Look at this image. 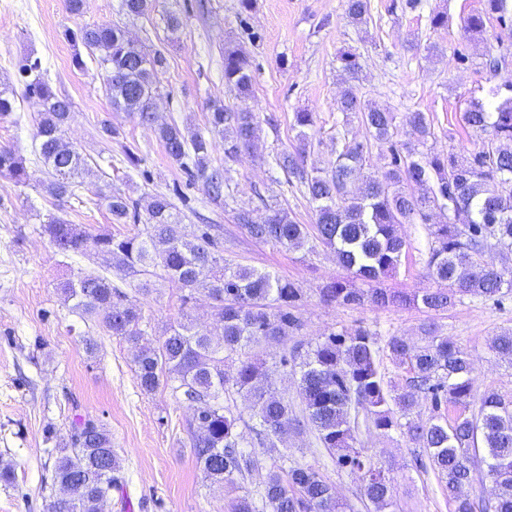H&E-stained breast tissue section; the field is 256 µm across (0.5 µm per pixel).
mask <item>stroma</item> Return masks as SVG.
I'll use <instances>...</instances> for the list:
<instances>
[{
    "instance_id": "stroma-1",
    "label": "stroma",
    "mask_w": 512,
    "mask_h": 512,
    "mask_svg": "<svg viewBox=\"0 0 512 512\" xmlns=\"http://www.w3.org/2000/svg\"><path fill=\"white\" fill-rule=\"evenodd\" d=\"M344 2L253 0L251 11L242 14L238 0H150L144 15L131 16L122 0H84L81 15L75 16L66 0H0V82L16 84L20 61L38 58L53 90L72 103L67 141L100 180L135 200L166 195L185 223L204 217L221 225L225 259L294 281L302 294L297 314L303 328L289 338V346L315 341L332 329L359 327L382 340L395 334L416 342L420 325L432 319L471 355L479 391L510 397L512 363L499 358L489 343L512 328V294L499 304L466 296L432 317L414 309L328 306L319 297L321 286L349 276L333 252L322 248L312 255L260 243L233 219L239 210L264 214L266 204L274 203L294 221L313 223L311 204L289 185L274 157L297 145L292 124L298 111L314 118L306 142L308 166L328 167L342 146L343 129L366 138L358 121H346L336 109V99L349 83L338 62L342 51L359 55L361 95L370 105L394 112L398 127H405L409 113L426 114L433 130L427 146L437 151L471 153L473 139L462 120L465 109L512 80V29L492 20L483 34L473 37L462 30L464 18L483 10L485 0H415L411 5L370 0L369 14L358 25L347 18ZM439 11L447 12V27L431 26V15ZM172 13L184 21L174 34L167 28ZM84 23L121 26L137 45L162 52L159 121L205 127L216 100L259 115V140L231 165L229 205L214 203L202 184L191 182L152 129L113 110L95 62L83 70L74 67V48L65 32ZM228 46L252 59L256 80L250 96H238L224 83ZM490 53L507 60L499 72L484 66ZM39 110L30 99L21 103L12 121L0 122V145H12L22 154L28 172L23 185L0 177V464H10L15 474L13 483L0 482V512H44L49 495L57 491L49 450L80 420L109 430L121 464L123 493L107 500L103 512H224L223 494L210 488L189 451V407L167 388L144 394L135 379L131 348L106 334L95 319L81 317L59 291L60 283L82 272L103 271L107 262L91 248L82 255L56 252L42 230L49 216L94 233L132 234L136 226L112 223L92 185L63 207L53 205L43 190L48 174L33 141ZM106 124L118 129L119 138L103 133ZM129 149L141 157L140 166L128 164ZM402 232L409 252L386 287H432L426 225L406 224ZM143 311L155 336L185 313L213 336L221 334L208 297L183 303L180 290L168 283ZM360 440L369 453L392 466L401 512H450L435 476L416 469V444L397 432L382 437L364 431ZM257 451L265 458L284 454L289 463L315 468L355 512H367L357 482L318 447L312 430L289 434L277 447L264 444Z\"/></svg>"
}]
</instances>
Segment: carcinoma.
<instances>
[{
    "instance_id": "1",
    "label": "carcinoma",
    "mask_w": 512,
    "mask_h": 512,
    "mask_svg": "<svg viewBox=\"0 0 512 512\" xmlns=\"http://www.w3.org/2000/svg\"><path fill=\"white\" fill-rule=\"evenodd\" d=\"M368 11L369 0H345V14L356 24ZM491 17L512 26L507 0H485L483 10L464 19L465 33H483ZM66 37L97 61L113 108L152 128L169 158L187 170L190 180L202 183L211 200L232 197L229 163L258 140L256 113L215 103L203 130L159 124L154 104L164 67L161 52L144 51L110 23H86L66 31ZM339 61L357 78L361 65L356 54L343 52ZM19 80L23 96L42 107L33 137L50 175L44 190L61 203L76 196V188L94 175L78 149L65 140L71 103L52 90L37 59H26ZM224 82L240 95L252 92L255 75L244 51L224 49ZM16 101L12 88L0 90L1 122L14 116ZM336 108L356 117L386 154L382 170L370 171L369 144L350 136L348 129L326 169H307L301 147L282 151L275 163L312 204L314 223L298 224L285 209L270 204L260 218L236 212V223L259 242L305 248L311 254L319 246L333 251L352 279L332 280L320 288V299L329 306L440 312L464 296L499 302L508 295L512 272L488 264L485 255L493 248H512V96L501 98L496 92L489 102H473L463 113L466 127L481 137L478 150L464 157L426 148L431 124L424 113H410L409 129L402 133L393 113L370 106L354 85L341 92ZM209 134L224 138L222 165L212 164ZM0 176L17 184L27 177L25 158L7 145L0 146ZM97 195L112 223L142 221L144 228L133 235L93 234L80 224L51 218L44 231L56 251L83 254L91 245L109 257L106 272L81 273L63 282L60 291L74 301V308L96 316L108 335L130 345L135 378L144 393L167 387L191 409L190 451L210 484L224 490L225 512H258L243 483L263 461L237 429L240 418L224 405V394L230 391L248 400L261 444L293 429L314 430L336 466L358 482L369 512H399V506L391 468L357 446L363 429L382 436L398 430L418 444L423 455L416 458L417 468L434 474L452 512H512V398L487 392L478 400V411H470L476 401L474 363L458 343L440 335L436 323L422 324L419 346L397 335L381 346L377 334L359 327L330 330L306 350L296 347L283 354L282 367L299 369V417L294 402L268 385L266 360L254 353L302 329L294 313L301 297L295 283L227 262L218 225L185 227L163 195L146 200L143 216L139 203L110 189L100 187ZM433 207L448 210V221L428 227L429 276L437 287L414 292L385 287V278L396 272L406 252L401 227L428 224ZM114 277L136 279L134 296L114 284ZM159 280L176 284L185 304L198 293L213 301L221 343L186 314L158 338H147V322L135 296L148 297ZM490 348L512 360V330L495 336ZM385 358L402 371L403 381L387 375ZM228 363L234 366L231 375L224 369ZM424 399L431 410L425 420L420 418ZM50 453L55 455L53 479L61 494L46 501L45 512H102L121 482L110 432L92 421L78 422L63 447ZM264 468L261 499L268 512H355L311 466L274 458ZM481 469L493 484L490 499L464 493Z\"/></svg>"
}]
</instances>
